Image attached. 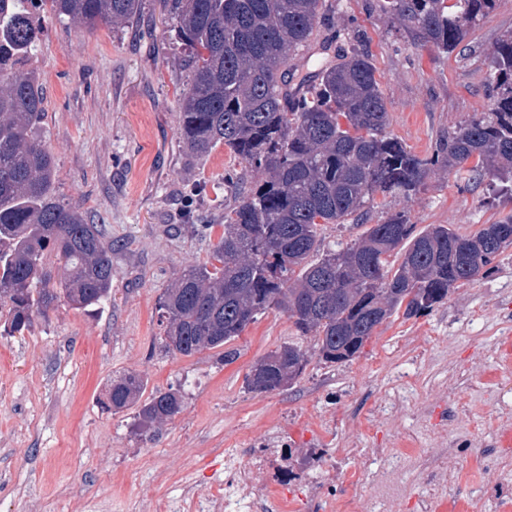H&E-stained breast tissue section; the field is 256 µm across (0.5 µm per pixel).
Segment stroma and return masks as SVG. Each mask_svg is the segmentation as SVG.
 Returning <instances> with one entry per match:
<instances>
[{
	"instance_id": "obj_1",
	"label": "stroma",
	"mask_w": 512,
	"mask_h": 512,
	"mask_svg": "<svg viewBox=\"0 0 512 512\" xmlns=\"http://www.w3.org/2000/svg\"><path fill=\"white\" fill-rule=\"evenodd\" d=\"M318 39L332 52L364 35L390 114L389 131L422 156L449 127L486 111L489 54L512 30V0L467 37L465 58L411 35L379 0H326ZM162 0H143L129 23L86 28L45 19L31 63L41 73V133L54 156L60 201L79 204L112 251V290L101 306L54 302L29 331L0 328V512H185L195 490L224 487V451L248 456L280 437L294 460L320 456L321 512L369 493L366 467L387 463L406 439L423 459L446 452L447 471L410 469L413 494L471 471L492 456L497 426L512 429V249L490 273L460 286L417 318L379 326L351 361L326 363L313 337L297 335L272 308L227 349L190 357L165 353L159 299L215 243L224 221V173L238 161L219 148L203 158L183 149L177 105L190 73ZM403 210L416 227L452 224L464 234L512 212L486 184L442 174L406 199L369 210L368 223ZM293 343L310 361L287 388L248 390L245 377L266 353ZM232 357H225V350ZM140 375L146 393L175 389L182 411L144 433L135 408L102 405L111 378Z\"/></svg>"
}]
</instances>
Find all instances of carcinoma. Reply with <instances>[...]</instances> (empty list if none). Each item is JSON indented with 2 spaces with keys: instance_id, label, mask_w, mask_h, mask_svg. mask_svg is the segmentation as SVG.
<instances>
[{
  "instance_id": "obj_1",
  "label": "carcinoma",
  "mask_w": 512,
  "mask_h": 512,
  "mask_svg": "<svg viewBox=\"0 0 512 512\" xmlns=\"http://www.w3.org/2000/svg\"><path fill=\"white\" fill-rule=\"evenodd\" d=\"M37 2L41 15L25 7ZM191 74L178 105L179 140L204 157L223 145L241 170L224 174V230L212 260L182 272L159 304L165 350L192 356L240 336L275 306L327 363L352 360L381 325L432 310L491 269L512 245V213L470 234L451 224L415 230L406 212L364 223L377 195H417L436 172L491 178L512 202V32L490 57L491 106L448 129L429 157L388 132L377 69L364 46L315 59L299 74L323 0H163ZM497 0H383V12L419 44L451 55ZM142 0H10L0 10V305L13 333L32 327L54 301L86 309L112 287V246L77 204L54 195L56 171L41 136V80L20 64L33 56L48 14L85 27L125 23ZM323 224L364 227L328 247ZM55 257L57 274L46 260ZM309 356L283 344L256 362L250 390L291 386ZM143 379H112L102 404L139 401ZM183 408L180 391H157L137 413L146 433Z\"/></svg>"
}]
</instances>
